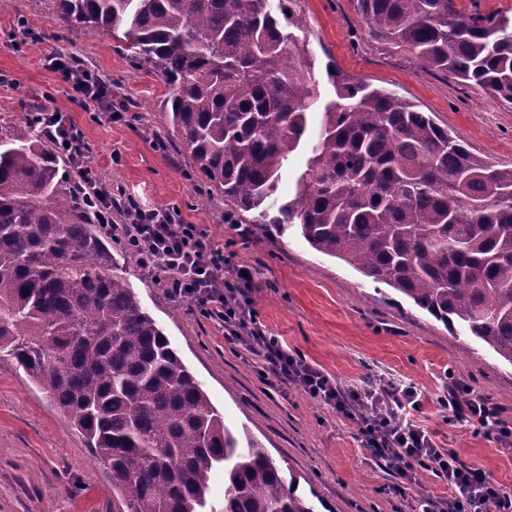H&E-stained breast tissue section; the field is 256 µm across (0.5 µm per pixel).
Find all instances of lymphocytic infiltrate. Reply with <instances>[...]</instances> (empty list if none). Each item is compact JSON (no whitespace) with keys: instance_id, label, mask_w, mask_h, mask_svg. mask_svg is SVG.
Listing matches in <instances>:
<instances>
[{"instance_id":"obj_1","label":"lymphocytic infiltrate","mask_w":512,"mask_h":512,"mask_svg":"<svg viewBox=\"0 0 512 512\" xmlns=\"http://www.w3.org/2000/svg\"><path fill=\"white\" fill-rule=\"evenodd\" d=\"M126 217L121 230L124 245L175 297L193 302L204 317L219 321L227 335L245 337L249 351L263 357L277 385L296 387L337 413L356 418L365 448L393 469L396 492L412 484L419 468L448 482L451 499L426 501L422 512H512V497L500 493L485 472L461 462L453 452L435 448L408 419L407 408L416 398L411 388L392 384L358 390L341 386L302 357L288 353L277 339L260 332L248 301L251 277L197 225L181 223L176 210L144 208L133 200L127 205ZM363 401L380 406V414L360 412L358 406ZM440 405L449 417L477 423L502 443L512 445V426L500 419L486 397L456 386L451 396L441 397Z\"/></svg>"}]
</instances>
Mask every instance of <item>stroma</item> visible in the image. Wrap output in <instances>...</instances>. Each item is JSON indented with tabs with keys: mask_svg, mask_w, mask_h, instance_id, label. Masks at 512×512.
<instances>
[{
	"mask_svg": "<svg viewBox=\"0 0 512 512\" xmlns=\"http://www.w3.org/2000/svg\"><path fill=\"white\" fill-rule=\"evenodd\" d=\"M295 35L313 63L317 102L307 131L281 170L277 195L294 197L325 106L336 97L328 66L431 113L449 134L493 163L512 167V104L421 63L409 50L370 36L355 0H293ZM75 61L105 79L102 102L81 104L48 55ZM169 87L97 29L64 24L57 0H12L0 12V127L48 110L81 134L85 161L112 194L178 210L183 223L223 244L252 274L257 323L290 353L356 388L395 381L414 387L410 418L435 447L481 468L512 494V450L476 425L449 419L438 405L458 383L496 403L512 423V366L445 327L385 284L313 250L297 226L261 231L228 224L224 204L189 174L164 102ZM143 308L156 320L212 404L235 432H249L315 512H412L415 500L450 497L445 481L420 469L406 494L364 448L359 425L298 389L275 390L241 341L173 296L122 242H113ZM112 480L95 466L69 417L0 357V512H113Z\"/></svg>",
	"mask_w": 512,
	"mask_h": 512,
	"instance_id": "obj_1",
	"label": "stroma"
}]
</instances>
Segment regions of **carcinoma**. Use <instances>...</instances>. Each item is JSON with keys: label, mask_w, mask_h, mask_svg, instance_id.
<instances>
[{"label": "carcinoma", "mask_w": 512, "mask_h": 512, "mask_svg": "<svg viewBox=\"0 0 512 512\" xmlns=\"http://www.w3.org/2000/svg\"><path fill=\"white\" fill-rule=\"evenodd\" d=\"M373 38L512 104V18L455 0H356ZM72 26L122 41L171 86L173 129L246 224L299 226L317 252L411 299L512 364V168L472 152L416 105L328 68L294 199L280 171L315 100L298 26L268 0H58ZM67 414L112 477L119 512H314L253 436L225 424L143 309L92 208L32 122L0 128V355Z\"/></svg>", "instance_id": "1"}]
</instances>
